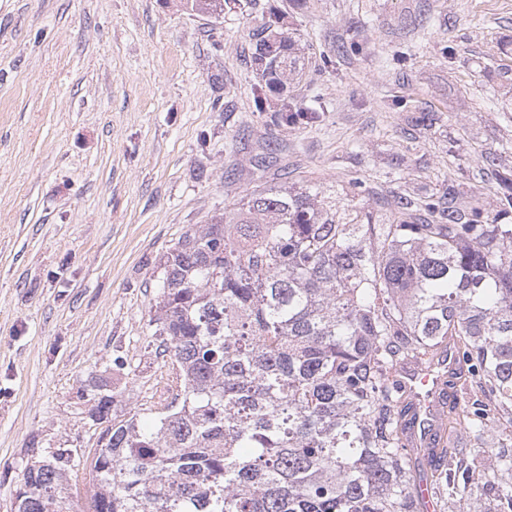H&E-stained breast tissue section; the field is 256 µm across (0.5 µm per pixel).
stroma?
Masks as SVG:
<instances>
[{
    "mask_svg": "<svg viewBox=\"0 0 512 512\" xmlns=\"http://www.w3.org/2000/svg\"><path fill=\"white\" fill-rule=\"evenodd\" d=\"M273 6L305 68L260 111L250 35ZM505 67L512 0H246L218 20L180 0H0V512L28 463L93 456L99 386L151 422L156 260L188 228L284 183L355 178L374 205L453 180L491 204L483 154L512 167ZM313 98L317 119L281 122Z\"/></svg>",
    "mask_w": 512,
    "mask_h": 512,
    "instance_id": "stroma-1",
    "label": "stroma"
}]
</instances>
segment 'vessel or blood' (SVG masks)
<instances>
[{
  "instance_id": "b4317fda",
  "label": "vessel or blood",
  "mask_w": 512,
  "mask_h": 512,
  "mask_svg": "<svg viewBox=\"0 0 512 512\" xmlns=\"http://www.w3.org/2000/svg\"><path fill=\"white\" fill-rule=\"evenodd\" d=\"M460 364L455 350H448L438 363L430 368L410 364L399 371L400 382L412 394L413 442L426 448L439 439L440 416L447 406L457 402L458 396L447 387V379L457 376Z\"/></svg>"
}]
</instances>
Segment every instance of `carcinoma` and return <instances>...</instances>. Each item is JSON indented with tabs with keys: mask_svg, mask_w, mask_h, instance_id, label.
Wrapping results in <instances>:
<instances>
[{
	"mask_svg": "<svg viewBox=\"0 0 512 512\" xmlns=\"http://www.w3.org/2000/svg\"><path fill=\"white\" fill-rule=\"evenodd\" d=\"M240 0H186L219 19ZM273 11L251 34L266 92L300 69L298 40ZM286 106L281 120H312ZM495 204L459 185L447 196L395 192L385 214L341 192L274 186L231 216L186 231L158 262L150 325L167 357L168 399L148 426L106 427L92 458L71 449L33 462L15 512H72L71 473L88 470V512H419L421 449L395 371L453 346L478 394L452 408L473 450L441 449L431 474L439 512L475 492L482 512H512V175Z\"/></svg>",
	"mask_w": 512,
	"mask_h": 512,
	"instance_id": "1",
	"label": "carcinoma"
}]
</instances>
